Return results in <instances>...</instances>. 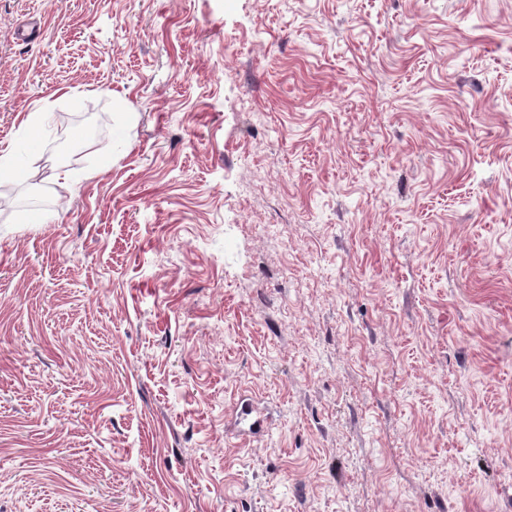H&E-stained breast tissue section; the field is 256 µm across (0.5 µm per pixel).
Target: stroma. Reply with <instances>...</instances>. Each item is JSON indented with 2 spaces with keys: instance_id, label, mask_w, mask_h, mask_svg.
<instances>
[{
  "instance_id": "obj_1",
  "label": "stroma",
  "mask_w": 512,
  "mask_h": 512,
  "mask_svg": "<svg viewBox=\"0 0 512 512\" xmlns=\"http://www.w3.org/2000/svg\"><path fill=\"white\" fill-rule=\"evenodd\" d=\"M5 147L0 512H512V0H0Z\"/></svg>"
}]
</instances>
